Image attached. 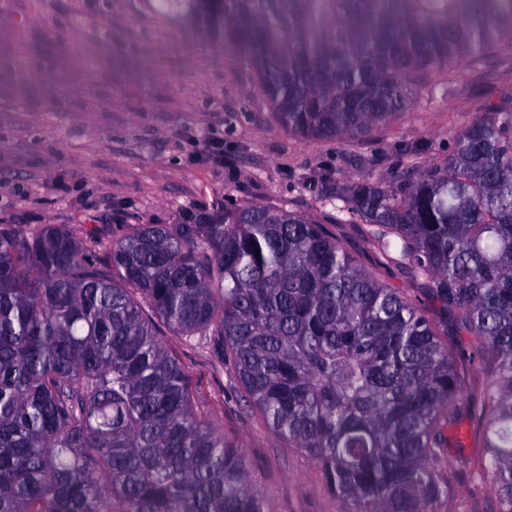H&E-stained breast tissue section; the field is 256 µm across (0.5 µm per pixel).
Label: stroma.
<instances>
[{
    "mask_svg": "<svg viewBox=\"0 0 512 512\" xmlns=\"http://www.w3.org/2000/svg\"><path fill=\"white\" fill-rule=\"evenodd\" d=\"M156 0H0V224H59L109 246L130 224H186L245 204L327 225L365 266L368 225L346 189L440 161L491 100L512 99V46L459 61L410 109L359 139L282 130L252 72L223 39ZM224 160L205 157L209 140ZM195 406L244 449L270 512H343L314 461L248 407L231 364L164 331Z\"/></svg>",
    "mask_w": 512,
    "mask_h": 512,
    "instance_id": "stroma-1",
    "label": "stroma"
}]
</instances>
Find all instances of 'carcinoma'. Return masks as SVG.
Segmentation results:
<instances>
[{
    "instance_id": "cac0c4a2",
    "label": "carcinoma",
    "mask_w": 512,
    "mask_h": 512,
    "mask_svg": "<svg viewBox=\"0 0 512 512\" xmlns=\"http://www.w3.org/2000/svg\"><path fill=\"white\" fill-rule=\"evenodd\" d=\"M173 11L237 51L278 125L307 138H361L429 73L512 45V0H159ZM346 196L377 267L418 298L323 225L231 198L190 224H132L103 258L62 226L0 224V512H269L157 318L232 361L344 512H451L462 475L512 512V101L416 176ZM466 420L484 451L453 471Z\"/></svg>"
}]
</instances>
